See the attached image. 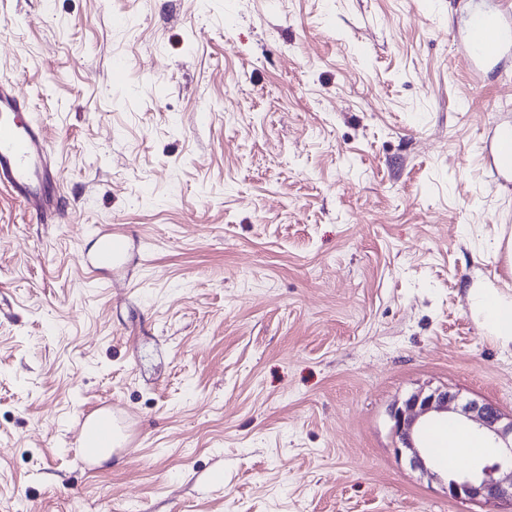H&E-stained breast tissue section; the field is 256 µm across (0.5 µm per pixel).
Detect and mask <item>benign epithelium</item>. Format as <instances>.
<instances>
[{
	"instance_id": "1",
	"label": "benign epithelium",
	"mask_w": 512,
	"mask_h": 512,
	"mask_svg": "<svg viewBox=\"0 0 512 512\" xmlns=\"http://www.w3.org/2000/svg\"><path fill=\"white\" fill-rule=\"evenodd\" d=\"M456 412L477 424L478 430L492 437L497 451L479 466L462 469L447 477L448 498L460 503L495 507L512 505V415L477 398L464 399L457 392L437 388L410 395L402 405L389 410L391 432L398 454H407L412 468L437 479L432 470L433 460L425 451L426 428L422 420L430 414Z\"/></svg>"
}]
</instances>
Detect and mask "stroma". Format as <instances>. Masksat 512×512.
<instances>
[{
	"instance_id": "35a3bbf8",
	"label": "stroma",
	"mask_w": 512,
	"mask_h": 512,
	"mask_svg": "<svg viewBox=\"0 0 512 512\" xmlns=\"http://www.w3.org/2000/svg\"><path fill=\"white\" fill-rule=\"evenodd\" d=\"M475 2L0 0L67 201L0 188V512H486L388 416L512 415L469 300L512 222L484 156L512 66L472 79L450 35ZM115 225L139 258L87 281ZM102 402L129 444L94 466Z\"/></svg>"
}]
</instances>
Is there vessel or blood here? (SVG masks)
Here are the masks:
<instances>
[{
	"instance_id": "vessel-or-blood-1",
	"label": "vessel or blood",
	"mask_w": 512,
	"mask_h": 512,
	"mask_svg": "<svg viewBox=\"0 0 512 512\" xmlns=\"http://www.w3.org/2000/svg\"><path fill=\"white\" fill-rule=\"evenodd\" d=\"M461 60L472 77H481L512 61V0H494L491 7L470 10L459 37ZM28 103L18 87L0 80V187L26 203L38 222L65 213L59 178L49 159L41 125L27 116ZM487 163L499 186L512 187V114L496 115L488 126ZM88 273L125 264L134 245L117 231L104 230Z\"/></svg>"
}]
</instances>
